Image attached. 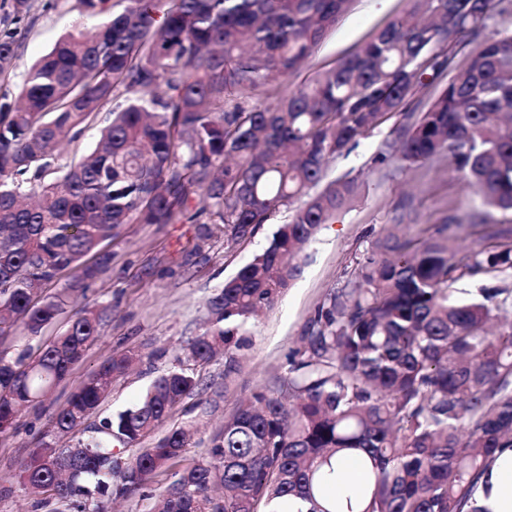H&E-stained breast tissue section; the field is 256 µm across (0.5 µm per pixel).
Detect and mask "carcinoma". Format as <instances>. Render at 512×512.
I'll return each instance as SVG.
<instances>
[{
  "mask_svg": "<svg viewBox=\"0 0 512 512\" xmlns=\"http://www.w3.org/2000/svg\"><path fill=\"white\" fill-rule=\"evenodd\" d=\"M392 20L328 70L265 105L240 90L281 83L313 56L350 0H79L90 32L69 34L28 71L20 101L0 95V336L22 322L37 336L74 293L105 273L112 255L84 258L124 224L198 225L232 244L295 205L269 245L209 299L208 326L133 407L86 426L112 380L140 360H105L69 397L48 440L21 464L20 480L54 512H97L171 480L148 512H489L475 495L501 448H512V324L486 325L504 289L451 299L465 278L512 270V246L448 249L389 234L377 259L318 308L288 378L246 398L182 464L189 424L167 425L199 389L196 368L224 350L237 371L244 326L301 273L300 247L357 196L347 174L310 191L329 161L400 113L409 124L378 161L446 156L485 208L512 212V0H409ZM19 44L0 28V83ZM453 73L422 112L418 90ZM101 112L112 121L96 148L58 163L59 142L78 141ZM200 206H191L195 197ZM68 287L34 301L59 274ZM104 309H88L36 350H0V433L41 400L97 340ZM137 448L128 456L125 449ZM358 457L366 480L328 502L333 462Z\"/></svg>",
  "mask_w": 512,
  "mask_h": 512,
  "instance_id": "carcinoma-1",
  "label": "carcinoma"
}]
</instances>
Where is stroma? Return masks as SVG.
<instances>
[{
    "label": "stroma",
    "mask_w": 512,
    "mask_h": 512,
    "mask_svg": "<svg viewBox=\"0 0 512 512\" xmlns=\"http://www.w3.org/2000/svg\"><path fill=\"white\" fill-rule=\"evenodd\" d=\"M408 7V0H351L309 62L288 75V84H299L333 66ZM31 14V19L15 26L20 50L14 76L5 87L13 96L18 95L28 68L57 39L92 25L91 18L81 14L78 0H35ZM399 123L396 117L386 121L329 162L327 179L345 173L356 177L361 185L357 197L305 245L302 271L291 287L273 307L248 321V343L237 352V372L225 376L223 356L214 357L199 371L203 389L173 408V421L191 420L196 426L187 460L204 455L209 436L244 398L287 377L289 359L301 347L318 307L344 287L358 261L390 230L408 238H425L443 227L449 242L461 248L512 241V212L481 208L447 159L411 166L377 163L382 143L396 139ZM289 215L288 209H281L254 236L230 246L220 236L199 245L196 225L184 221L127 224L119 237L103 242V249L112 255L109 271L74 298L64 314L43 329L40 339L46 342L63 332L84 309L105 306L109 315L97 342L66 379L42 402L24 409L8 432L0 433V512H50L36 508L34 496L23 489L19 464L38 439L54 438V416L71 394L106 357L132 349L141 353L142 361L113 381L101 412L114 414L130 407L157 375L174 366L180 344L202 333L207 302L215 290L269 244ZM451 215L462 217V225H447ZM210 383L221 386L224 397L215 412L201 416L194 406L206 397Z\"/></svg>",
    "instance_id": "obj_1"
}]
</instances>
